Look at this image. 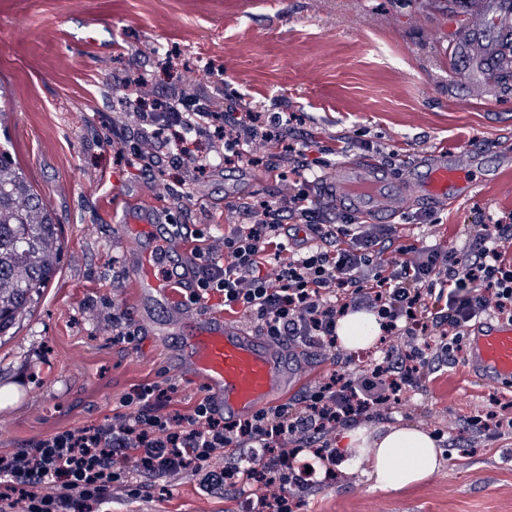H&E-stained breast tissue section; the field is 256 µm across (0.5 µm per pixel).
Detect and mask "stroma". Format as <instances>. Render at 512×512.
Here are the masks:
<instances>
[{"mask_svg":"<svg viewBox=\"0 0 512 512\" xmlns=\"http://www.w3.org/2000/svg\"><path fill=\"white\" fill-rule=\"evenodd\" d=\"M475 0H0V148H7L49 206L64 241L60 270L39 300L0 334V452L28 447L57 431L98 424L120 410L137 385L169 382L179 407L201 387L176 369L178 335L157 339L140 325L137 349L112 342V314H136L137 298L119 226L135 206L182 225L187 248L201 232L222 237L244 222L242 208L271 198L277 185L258 167H217L196 177L165 168L178 197H163L150 175L121 161L124 145L113 76L147 74L158 90L183 68L216 72L208 94H251L261 112L301 114L293 135L318 145L348 142L331 165L371 158L407 182L423 165L466 160L480 149L484 182L450 207L408 202L383 216L403 242L463 248L483 224L512 219V79L474 85L450 60L458 28ZM171 46L182 68L152 50ZM144 57L132 68L128 51ZM303 389L334 370L293 346ZM512 394V383H475L451 357L409 406L373 426L412 424L442 432L441 467L401 491L372 488L361 472L301 494L300 512H512V434L474 440L457 423ZM151 500L113 488L104 512H240L235 489L200 488L196 476L144 475Z\"/></svg>","mask_w":512,"mask_h":512,"instance_id":"35a3bbf8","label":"stroma"}]
</instances>
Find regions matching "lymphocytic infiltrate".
<instances>
[{
    "mask_svg": "<svg viewBox=\"0 0 512 512\" xmlns=\"http://www.w3.org/2000/svg\"><path fill=\"white\" fill-rule=\"evenodd\" d=\"M206 79L191 73L161 96L144 82L112 80L141 171L165 162L202 173L218 159L263 167L278 181L273 199L247 205L249 222L234 225L220 245L196 235L192 301L220 294L226 311L250 317L265 335L339 364L336 321L348 312L377 315L394 343L379 365L332 373L295 403L231 423L210 396L180 413L170 409L172 385H139L103 423L0 453V512H95L113 486L144 474L191 472L218 489V460L228 448L253 450L242 482L254 494H275V467L291 464L294 449L399 408L401 390L438 373L481 316L512 322V224L481 225L460 250L396 244L391 225L355 220L311 198L322 167L288 137L296 113L256 112L239 96L215 102L199 92ZM290 222L304 225L315 246L290 247Z\"/></svg>",
    "mask_w": 512,
    "mask_h": 512,
    "instance_id": "f902f5d3",
    "label": "lymphocytic infiltrate"
}]
</instances>
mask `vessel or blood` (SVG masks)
<instances>
[{
    "instance_id": "1",
    "label": "vessel or blood",
    "mask_w": 512,
    "mask_h": 512,
    "mask_svg": "<svg viewBox=\"0 0 512 512\" xmlns=\"http://www.w3.org/2000/svg\"><path fill=\"white\" fill-rule=\"evenodd\" d=\"M486 17L482 28H461L456 44L467 50L488 33L512 32V11L499 0H482ZM479 154L466 163L455 160L429 165L411 181L399 184L370 159L339 164L325 178L336 200L346 202L363 217H380L402 209L411 196L434 204H449L464 197L478 182ZM130 245L126 254L141 309L166 306L183 335L175 355L177 369L202 384L225 419L236 420L279 404L295 375L288 352L257 328L220 314L199 316L183 305L186 294L198 285L195 267L186 258V244L177 224L152 223L148 212L127 218L122 226ZM472 376L489 384L512 380V325L486 316L473 328L465 352Z\"/></svg>"
}]
</instances>
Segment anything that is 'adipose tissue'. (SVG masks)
Returning a JSON list of instances; mask_svg holds the SVG:
<instances>
[{
    "label": "adipose tissue",
    "mask_w": 512,
    "mask_h": 512,
    "mask_svg": "<svg viewBox=\"0 0 512 512\" xmlns=\"http://www.w3.org/2000/svg\"><path fill=\"white\" fill-rule=\"evenodd\" d=\"M379 327L375 316L366 311L345 314L337 322L342 346L354 350L371 345ZM345 450L353 458H367L365 475L374 487L398 491L433 474L444 459L428 433L416 427L385 425L374 429L357 427L347 434Z\"/></svg>",
    "instance_id": "ef3b65f1"
}]
</instances>
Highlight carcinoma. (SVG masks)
Wrapping results in <instances>:
<instances>
[{
  "label": "carcinoma",
  "mask_w": 512,
  "mask_h": 512,
  "mask_svg": "<svg viewBox=\"0 0 512 512\" xmlns=\"http://www.w3.org/2000/svg\"><path fill=\"white\" fill-rule=\"evenodd\" d=\"M62 249L47 205L0 151V333L48 286Z\"/></svg>",
  "instance_id": "cac0c4a2"
}]
</instances>
